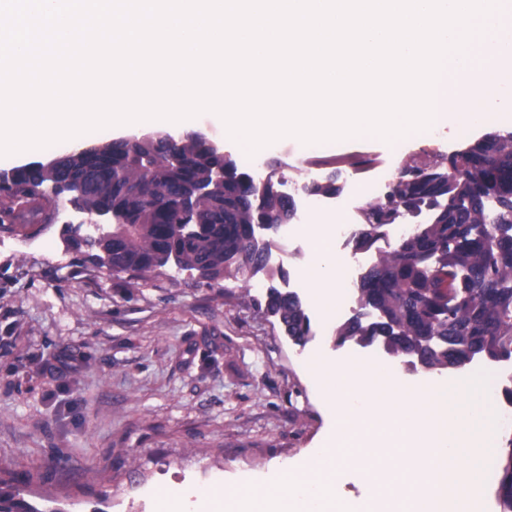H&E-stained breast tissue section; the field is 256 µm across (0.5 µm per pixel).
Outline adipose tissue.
<instances>
[{
  "mask_svg": "<svg viewBox=\"0 0 512 512\" xmlns=\"http://www.w3.org/2000/svg\"><path fill=\"white\" fill-rule=\"evenodd\" d=\"M303 234L310 243L312 257L301 272L302 284L318 311L327 320L337 321L345 308L340 272L345 260L335 253L330 225L308 224Z\"/></svg>",
  "mask_w": 512,
  "mask_h": 512,
  "instance_id": "1",
  "label": "adipose tissue"
}]
</instances>
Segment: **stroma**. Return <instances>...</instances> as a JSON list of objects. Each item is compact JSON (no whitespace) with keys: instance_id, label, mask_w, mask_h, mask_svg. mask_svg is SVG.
I'll list each match as a JSON object with an SVG mask.
<instances>
[{"instance_id":"1","label":"stroma","mask_w":512,"mask_h":512,"mask_svg":"<svg viewBox=\"0 0 512 512\" xmlns=\"http://www.w3.org/2000/svg\"><path fill=\"white\" fill-rule=\"evenodd\" d=\"M196 129L239 170L258 163L279 181L311 165L345 177L363 157L394 183L404 165L464 145L445 125L395 150L346 140L330 168L291 139L243 157L206 112ZM63 228L0 223V495L25 512H157L160 492L177 489L182 512H212L186 490L269 489L319 448L332 420L306 361L353 349L331 326L297 346L266 315L267 289L283 286L291 259L246 288L173 265L115 273Z\"/></svg>"}]
</instances>
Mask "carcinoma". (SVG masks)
<instances>
[{"instance_id":"carcinoma-1","label":"carcinoma","mask_w":512,"mask_h":512,"mask_svg":"<svg viewBox=\"0 0 512 512\" xmlns=\"http://www.w3.org/2000/svg\"><path fill=\"white\" fill-rule=\"evenodd\" d=\"M485 152L476 146L448 156V164L408 166L388 193V201L366 205L355 230L358 250H370L388 237L401 211L428 220L398 236L394 248L379 253L358 284V308L336 329V344L378 343L387 353L432 371L455 368L482 355L493 363L512 361V132L492 133ZM154 159L145 171L142 161ZM224 167V190L193 214L195 233L175 234L178 198ZM3 198L32 204L21 218L45 224L44 206L34 194L43 183L42 162L13 172ZM62 179L85 177L91 184L80 205L90 215L105 212L116 224L90 245L108 268L124 266L138 274L163 267L161 257L176 252L179 266L205 265V279L256 275L267 267L268 243L255 225L291 212L287 196L261 189L254 175L226 161L210 142L188 134L175 141L150 133L130 143L98 144L91 155L72 154ZM267 312L297 345L307 343L311 319L300 297L271 286ZM496 496L501 512H512V449L501 462Z\"/></svg>"}]
</instances>
